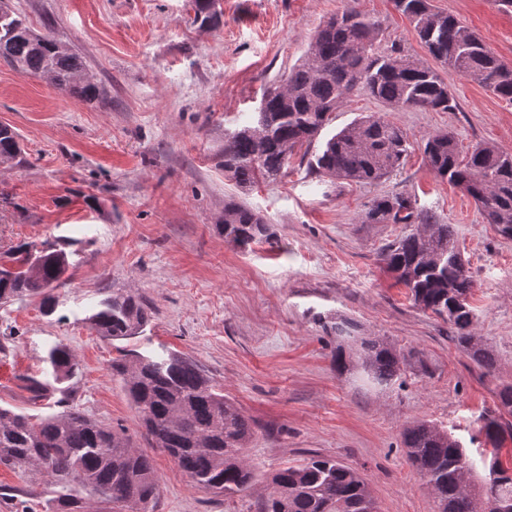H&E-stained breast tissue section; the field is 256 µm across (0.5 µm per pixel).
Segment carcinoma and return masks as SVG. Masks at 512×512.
Returning <instances> with one entry per match:
<instances>
[{
    "label": "carcinoma",
    "mask_w": 512,
    "mask_h": 512,
    "mask_svg": "<svg viewBox=\"0 0 512 512\" xmlns=\"http://www.w3.org/2000/svg\"><path fill=\"white\" fill-rule=\"evenodd\" d=\"M414 23L429 55L461 76L512 101V67L505 65L454 17L436 12L430 0H392ZM216 0H192L194 20L220 24ZM379 21L346 8L318 31L299 65L288 74L286 89L274 86L262 97L256 118L237 127L224 143V172L236 184L275 180L293 150L312 141L356 88L393 108L456 109L448 84L429 64L396 50L380 53L375 42ZM0 60L31 75L49 76L55 87L87 100L102 87L85 75L82 58L51 30L37 33L15 13L0 15ZM407 135L370 114L329 138L316 156V171L355 183H375L393 172L406 151ZM424 152L434 174L462 186L487 223L512 237V155L484 143L458 161V143L449 133L425 139ZM17 134L0 126V161L18 158ZM369 224H414L411 232L384 248L387 267L410 289L415 303L448 321L458 346L478 366L495 359L474 332L469 302L474 282L456 245L453 226L417 207L402 194L375 198L362 216ZM224 238L244 247L267 236L266 225L251 210L224 208ZM0 267V303L39 297L54 311L53 290L65 285L68 254L28 243ZM149 308L135 295L102 299L88 317L103 338L130 340L144 331ZM336 370L385 390L401 378L394 349L379 338L355 335L348 321L336 323ZM55 378L69 379L76 358L63 344L48 352ZM140 415L153 448H174L179 469L196 487L231 496L246 490L253 473L244 455L254 436L247 419L194 361L170 352L167 357L136 356L133 365H114ZM496 409L482 416L479 433L493 450L479 453L485 476L474 478L475 460L448 429L417 421L403 431L408 456L438 504L437 512H512V467L501 449L512 440V384L497 396ZM0 465L19 471L33 467L67 490L53 512H81V490H91L109 512H154L159 479L152 458L80 412L32 416L0 407ZM258 512H377L368 481L338 460L313 454L278 470Z\"/></svg>",
    "instance_id": "obj_1"
}]
</instances>
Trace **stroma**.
Here are the masks:
<instances>
[{"instance_id": "obj_1", "label": "stroma", "mask_w": 512, "mask_h": 512, "mask_svg": "<svg viewBox=\"0 0 512 512\" xmlns=\"http://www.w3.org/2000/svg\"><path fill=\"white\" fill-rule=\"evenodd\" d=\"M512 63V8L498 0H431ZM223 23L196 22L190 0H10L35 31L80 55L105 89L87 101L0 61V125L20 138L21 161H0V257L23 242L68 254L67 282L44 314L36 297L0 304V406L41 417L70 410L149 452L159 478L154 512H257L281 468L318 454L367 479L380 512H436L402 444L409 423L447 427L483 447L479 418L512 384V238L486 223L471 197L437 178L421 141L455 136L512 153V103L444 68L457 108L394 109L354 91L281 177L237 186L224 172V136L250 120L264 91L283 83L318 28L352 8L377 19L376 47L429 55L392 0H218ZM401 128L400 166L372 184L318 173L326 140L363 115ZM404 193L453 225L474 281L475 332L495 366L474 364L446 321L417 306L382 250L403 224H365L373 198ZM235 203L259 216L266 237L240 249L219 230ZM132 293L152 317L127 342L100 337L87 318L106 295ZM400 356L402 378L377 392L333 363L337 319ZM64 344L78 368L68 397L47 361ZM176 352L195 361L255 429L247 490L196 487L149 447L113 363ZM0 512H49L61 488L35 471L0 465Z\"/></svg>"}]
</instances>
